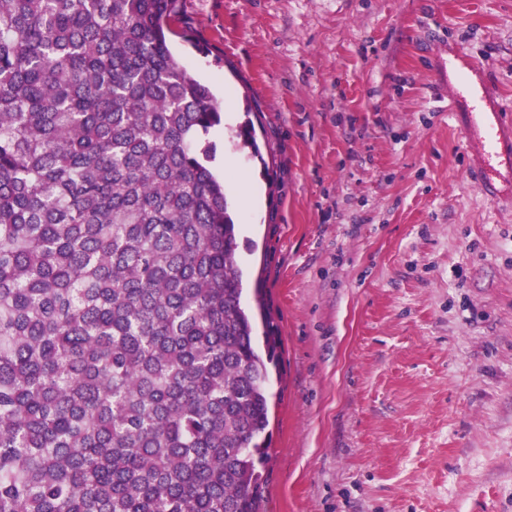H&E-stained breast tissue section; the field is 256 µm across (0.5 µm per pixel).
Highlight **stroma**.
Returning a JSON list of instances; mask_svg holds the SVG:
<instances>
[{
  "label": "stroma",
  "mask_w": 512,
  "mask_h": 512,
  "mask_svg": "<svg viewBox=\"0 0 512 512\" xmlns=\"http://www.w3.org/2000/svg\"><path fill=\"white\" fill-rule=\"evenodd\" d=\"M171 28L232 112L242 303L282 339L265 512H512V199L436 89L459 52L512 111V0H184Z\"/></svg>",
  "instance_id": "stroma-1"
}]
</instances>
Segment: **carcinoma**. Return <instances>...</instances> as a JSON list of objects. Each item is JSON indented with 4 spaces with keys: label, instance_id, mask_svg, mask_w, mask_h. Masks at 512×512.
<instances>
[{
    "label": "carcinoma",
    "instance_id": "carcinoma-1",
    "mask_svg": "<svg viewBox=\"0 0 512 512\" xmlns=\"http://www.w3.org/2000/svg\"><path fill=\"white\" fill-rule=\"evenodd\" d=\"M181 2L0 0V512H259L279 336Z\"/></svg>",
    "mask_w": 512,
    "mask_h": 512
}]
</instances>
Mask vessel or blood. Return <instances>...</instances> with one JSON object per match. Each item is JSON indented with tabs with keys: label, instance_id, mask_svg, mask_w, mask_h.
Masks as SVG:
<instances>
[{
	"label": "vessel or blood",
	"instance_id": "1",
	"mask_svg": "<svg viewBox=\"0 0 512 512\" xmlns=\"http://www.w3.org/2000/svg\"><path fill=\"white\" fill-rule=\"evenodd\" d=\"M489 82L487 70L480 67L462 74L454 106L466 117L463 145L483 146L473 178L481 191L499 196L512 192V179L502 171L503 166L512 167V114L489 107Z\"/></svg>",
	"mask_w": 512,
	"mask_h": 512
}]
</instances>
